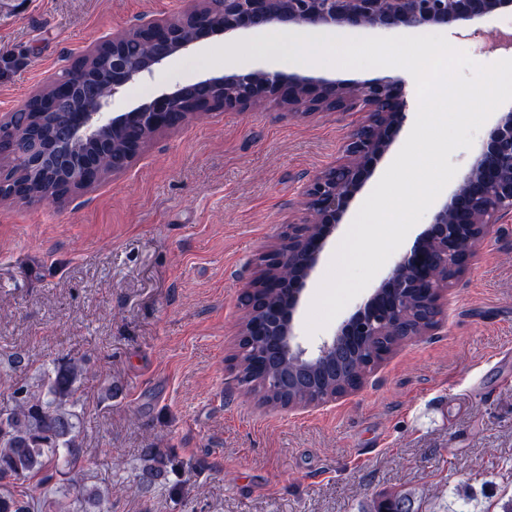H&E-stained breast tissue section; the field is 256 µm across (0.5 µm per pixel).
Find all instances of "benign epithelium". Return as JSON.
I'll use <instances>...</instances> for the list:
<instances>
[{
  "mask_svg": "<svg viewBox=\"0 0 512 512\" xmlns=\"http://www.w3.org/2000/svg\"><path fill=\"white\" fill-rule=\"evenodd\" d=\"M512 11V0H190L179 16L143 20L112 36V82L108 90H90L67 116L57 145L59 163L69 160L74 143L112 134L125 153L112 156V174L131 167L156 135L182 129L205 112H241L274 100L302 117L320 111L353 112L366 119L352 130L344 158L316 174L304 193L303 220L288 225V247L265 253L278 269L288 266L287 280H271L284 301L262 300L258 312L282 336L280 352L295 365L307 367L336 358V350L363 336H378L422 298L432 315L431 333L442 323L451 284L462 280L477 255L478 244L512 214V108L499 114L460 184L430 214L428 225L411 249L390 268L382 284L341 325L332 340L314 356L296 342L294 315L303 288L317 265L327 238L340 223L350 201L371 173L372 162L391 146L406 119L409 104L405 82L385 77L367 83L298 73L225 72L192 83H177L153 99L122 112H112L114 99L133 82L152 76L170 58L197 45L245 31L310 26L391 31L447 26L466 31L485 18ZM148 41L153 50L128 51L131 41ZM101 172L88 166L69 183L88 189Z\"/></svg>",
  "mask_w": 512,
  "mask_h": 512,
  "instance_id": "7a95c632",
  "label": "benign epithelium"
}]
</instances>
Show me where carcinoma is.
Listing matches in <instances>:
<instances>
[{"label":"carcinoma","instance_id":"carcinoma-1","mask_svg":"<svg viewBox=\"0 0 512 512\" xmlns=\"http://www.w3.org/2000/svg\"><path fill=\"white\" fill-rule=\"evenodd\" d=\"M78 71L92 78L94 88L104 90L111 77L112 45L81 59ZM59 120L33 106L18 113L16 128L21 133L32 131L48 138ZM3 151L12 160V165L3 170L4 181L24 183L28 191L47 190L62 183L60 178L48 181L41 168L19 162L9 145H3ZM77 153L94 158L104 173L112 171V148L100 152L93 145H80ZM397 340L392 333L363 337L344 349L343 365L319 364L302 375L276 352L277 337L259 336L254 327L240 337L235 379L272 407L329 397L360 383L384 360V355L392 352ZM86 373L83 361L62 356L52 360L36 383L16 386L7 400L0 401V512L111 510L112 488L88 482L76 468L81 450L80 386ZM165 467L163 456L155 451L145 453L141 481L126 491L151 485ZM54 480L75 486L77 495L64 499L38 493ZM415 503L414 492L394 491L373 500L362 512H417Z\"/></svg>","mask_w":512,"mask_h":512}]
</instances>
